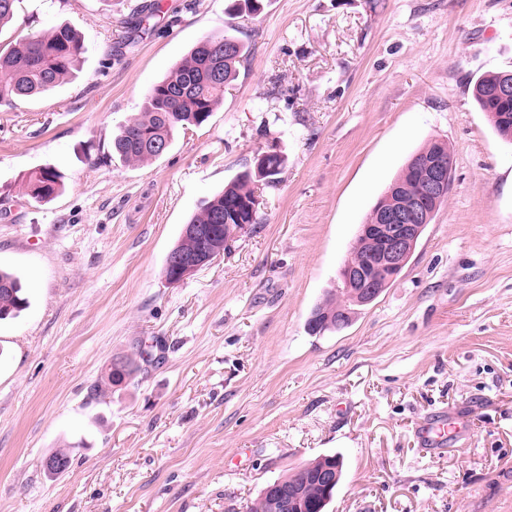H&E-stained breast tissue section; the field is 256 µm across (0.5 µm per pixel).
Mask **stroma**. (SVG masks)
Instances as JSON below:
<instances>
[{"mask_svg": "<svg viewBox=\"0 0 512 512\" xmlns=\"http://www.w3.org/2000/svg\"><path fill=\"white\" fill-rule=\"evenodd\" d=\"M18 0L0 45L66 23L65 83L0 109V267L30 305L0 322V512H244L335 452L328 512H512V143L472 98L512 71V0ZM248 54L202 126L162 156H112L121 125L201 38ZM454 158L448 197L400 277L349 326L306 320L410 156ZM260 151L258 223L184 281L164 264L189 216ZM51 167L55 199L23 180ZM148 351L96 397L113 358ZM464 420L441 455L414 431ZM71 463L48 474L46 458Z\"/></svg>", "mask_w": 512, "mask_h": 512, "instance_id": "obj_1", "label": "stroma"}]
</instances>
